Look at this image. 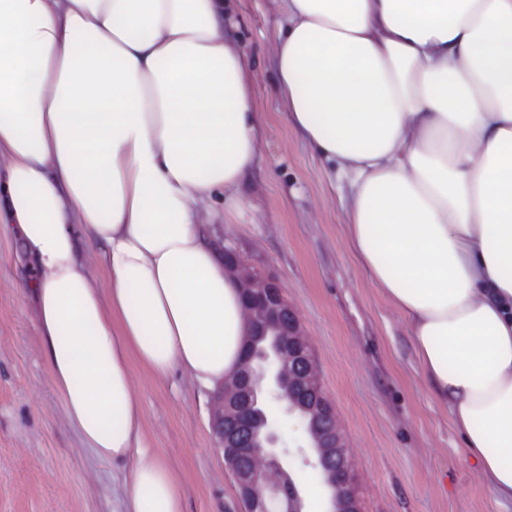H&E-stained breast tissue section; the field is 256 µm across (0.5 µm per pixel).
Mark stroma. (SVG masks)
Returning a JSON list of instances; mask_svg holds the SVG:
<instances>
[{"instance_id":"obj_1","label":"stroma","mask_w":512,"mask_h":512,"mask_svg":"<svg viewBox=\"0 0 512 512\" xmlns=\"http://www.w3.org/2000/svg\"><path fill=\"white\" fill-rule=\"evenodd\" d=\"M234 14L264 137L244 206L225 208L218 237L295 309L350 455L360 512H512L485 491L447 409L419 375L406 320L355 259L338 169L282 114L271 53L279 0H237ZM26 274L12 242L0 239V512H124L132 465L98 459L68 420L21 289ZM132 379L144 438L178 474L186 512H235L214 427L217 392L180 373L160 382L138 366ZM276 424L302 512H316L325 496L310 487L306 423L291 415Z\"/></svg>"}]
</instances>
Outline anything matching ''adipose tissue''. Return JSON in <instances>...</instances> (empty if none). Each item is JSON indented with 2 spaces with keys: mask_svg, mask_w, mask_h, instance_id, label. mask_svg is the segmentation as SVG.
Listing matches in <instances>:
<instances>
[{
  "mask_svg": "<svg viewBox=\"0 0 512 512\" xmlns=\"http://www.w3.org/2000/svg\"><path fill=\"white\" fill-rule=\"evenodd\" d=\"M287 120L349 187L357 259L424 383L512 504V0H283ZM232 0H0V237L84 444L132 460L125 512H185L132 367L204 388L248 322L216 246L259 161ZM102 250L106 289L80 256Z\"/></svg>",
  "mask_w": 512,
  "mask_h": 512,
  "instance_id": "1",
  "label": "adipose tissue"
}]
</instances>
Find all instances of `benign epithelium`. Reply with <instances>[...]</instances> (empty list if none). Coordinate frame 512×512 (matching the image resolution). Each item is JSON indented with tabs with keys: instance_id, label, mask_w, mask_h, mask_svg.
<instances>
[{
	"instance_id": "obj_1",
	"label": "benign epithelium",
	"mask_w": 512,
	"mask_h": 512,
	"mask_svg": "<svg viewBox=\"0 0 512 512\" xmlns=\"http://www.w3.org/2000/svg\"><path fill=\"white\" fill-rule=\"evenodd\" d=\"M227 272L240 284L249 319L245 358L239 370L224 381L215 426L224 461L236 485L244 512H301V498L287 480V470L261 407L262 381L278 392L286 412L313 410L318 422H308L324 482L331 489L327 512H359L352 465L332 407L319 397V380L305 334L280 289L224 251Z\"/></svg>"
}]
</instances>
